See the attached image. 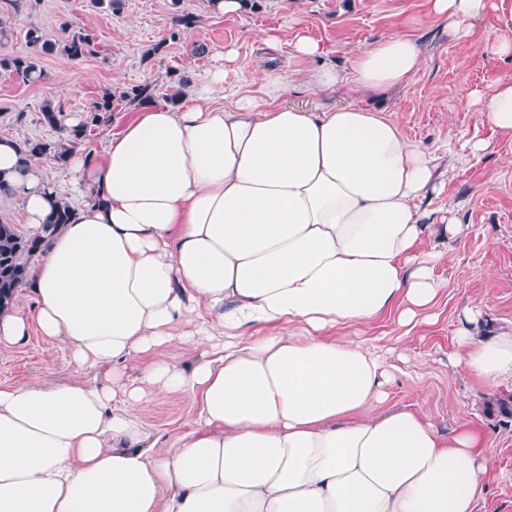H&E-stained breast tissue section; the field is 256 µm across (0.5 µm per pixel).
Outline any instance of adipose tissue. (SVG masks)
I'll use <instances>...</instances> for the list:
<instances>
[{
  "instance_id": "ef3b65f1",
  "label": "adipose tissue",
  "mask_w": 512,
  "mask_h": 512,
  "mask_svg": "<svg viewBox=\"0 0 512 512\" xmlns=\"http://www.w3.org/2000/svg\"><path fill=\"white\" fill-rule=\"evenodd\" d=\"M488 0H431L466 39ZM313 90L405 84L423 57L393 32L349 71L296 38ZM215 69L179 109L143 104L102 160L72 154L86 200L32 273L36 312L0 314V338L31 328L104 381L0 385V512H475L488 472L479 434L442 433L418 409L380 411L375 340L349 335L397 313L427 315L441 253L463 231L431 224L436 156L386 114L284 104L294 76L261 72L225 106ZM0 179L42 230L63 198L47 168L0 139ZM469 310L453 363L489 387L512 379V333L476 336ZM197 363L156 361L139 384L120 366L178 336ZM190 392L166 437L147 394Z\"/></svg>"
}]
</instances>
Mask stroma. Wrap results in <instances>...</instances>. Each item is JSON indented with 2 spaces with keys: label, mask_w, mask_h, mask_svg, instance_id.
<instances>
[{
  "label": "stroma",
  "mask_w": 512,
  "mask_h": 512,
  "mask_svg": "<svg viewBox=\"0 0 512 512\" xmlns=\"http://www.w3.org/2000/svg\"><path fill=\"white\" fill-rule=\"evenodd\" d=\"M187 13L195 16V26L171 39L177 17ZM65 20L93 33L94 54L80 60L42 56L46 79L36 84L0 72V138L60 144L59 130L41 119L43 100H52L68 125L83 120L89 104L109 92L111 119L90 129L83 148L97 158L136 116L138 101L121 96L131 87L148 86L150 102L176 108L222 66L224 94L231 101L256 89L260 68L305 69L293 52L299 36L317 41L325 60L343 71L353 49L391 32L419 41L422 66L400 88L353 92L340 86L319 93L298 84L285 101L318 112L347 105L379 109L409 138L437 151L443 189L429 207L438 217L452 213L466 231L435 268L448 281L435 317L402 327L391 314L357 333L380 338L388 361L397 366L389 405L423 410L447 433L462 422L483 433L492 454L476 512H512V419L492 409L500 395L512 393V380L487 388L448 360L467 309L483 308L481 335L512 332V138L485 117L489 97L512 77V59L487 43L501 26L499 11L488 7L462 41L432 14L431 0H252L238 16L218 14L211 0H119L114 8L92 0H24L18 10L11 0H0V26L6 30L0 58L28 54L26 33L33 25L46 39L59 40ZM272 35L278 38L273 46L267 42ZM228 49L234 52L229 63L221 57ZM475 140L488 146L477 161L468 148ZM79 376L100 380L105 372L80 369L62 345L36 332L21 343L0 342V384ZM194 409L191 393L153 395L143 405L142 420L152 433L168 435L181 430Z\"/></svg>",
  "instance_id": "stroma-1"
}]
</instances>
